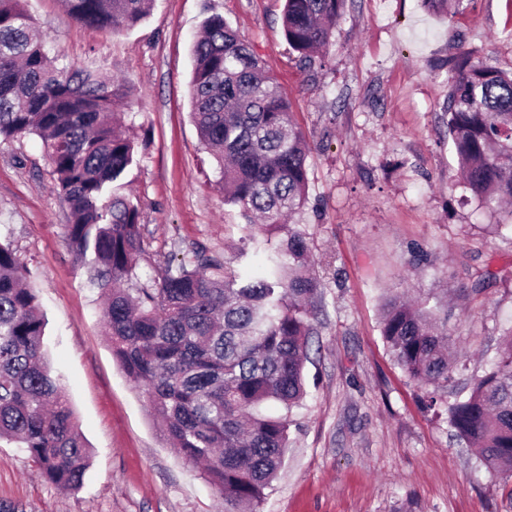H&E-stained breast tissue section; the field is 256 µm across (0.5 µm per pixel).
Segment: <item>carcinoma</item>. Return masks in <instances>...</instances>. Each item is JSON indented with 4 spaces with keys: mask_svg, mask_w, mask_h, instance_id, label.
<instances>
[{
    "mask_svg": "<svg viewBox=\"0 0 512 512\" xmlns=\"http://www.w3.org/2000/svg\"><path fill=\"white\" fill-rule=\"evenodd\" d=\"M346 0H285L289 47L305 67L332 45ZM152 0H66L82 24L121 31ZM192 120L218 163L224 203L286 227L308 192L309 148L287 97L238 32L213 14L192 49ZM120 89L99 73L60 62L37 35L23 0H0V139L35 135L67 203L66 238L105 298L103 323L112 354L145 387L176 453L206 463L224 512H259L288 448V415L306 394L304 368L313 336L310 306L321 282L309 272L305 234L256 241L261 276H218L202 251L167 266L152 288L135 293L142 251L140 208L120 193L138 163L136 143L117 122ZM461 182L484 208L512 203V73L459 55L448 74L445 110ZM28 271L11 242L0 241V439L22 445L40 474L63 490L79 488L90 449L52 375L45 318ZM382 336L402 371L434 390L427 405L446 406L455 436L478 449L492 476L512 478V331L467 396L448 401V303L418 292L390 296Z\"/></svg>",
    "mask_w": 512,
    "mask_h": 512,
    "instance_id": "1",
    "label": "carcinoma"
}]
</instances>
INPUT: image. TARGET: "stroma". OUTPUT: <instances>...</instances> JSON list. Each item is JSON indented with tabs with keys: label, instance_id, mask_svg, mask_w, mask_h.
Here are the masks:
<instances>
[{
	"label": "stroma",
	"instance_id": "35a3bbf8",
	"mask_svg": "<svg viewBox=\"0 0 512 512\" xmlns=\"http://www.w3.org/2000/svg\"><path fill=\"white\" fill-rule=\"evenodd\" d=\"M24 7L62 63L101 69L132 112L139 163L125 189L144 226L138 285L193 251L223 270L265 271L263 230L225 205L216 164L191 119V46L220 13L265 62L309 147L299 217L322 283L305 368L289 414L284 466L260 512H512V478L491 477L445 418L424 411L380 331L388 295L448 296L452 382L482 376L512 328V229L456 176L443 103L460 52L512 70V0H347L334 46L305 68L285 40L284 0H154L120 33L74 21L62 0ZM68 210L34 135L0 140V236L29 271L44 343L91 450L82 486L42 478L17 443L0 441V502L24 512H224L202 469L184 464L144 390L112 356L102 301L66 243ZM492 284L461 299L477 272Z\"/></svg>",
	"mask_w": 512,
	"mask_h": 512
}]
</instances>
